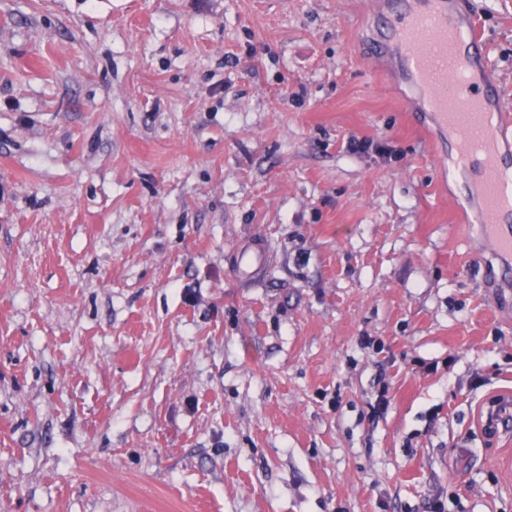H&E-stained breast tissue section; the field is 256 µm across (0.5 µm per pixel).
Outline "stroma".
Wrapping results in <instances>:
<instances>
[{"label":"stroma","mask_w":512,"mask_h":512,"mask_svg":"<svg viewBox=\"0 0 512 512\" xmlns=\"http://www.w3.org/2000/svg\"><path fill=\"white\" fill-rule=\"evenodd\" d=\"M370 2L0 0V512H512V268ZM270 263V253L263 243H252L241 249L235 256L236 273L240 277L253 278L266 269Z\"/></svg>","instance_id":"stroma-1"}]
</instances>
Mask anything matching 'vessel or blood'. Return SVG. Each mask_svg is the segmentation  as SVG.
Masks as SVG:
<instances>
[{
	"instance_id": "obj_1",
	"label": "vessel or blood",
	"mask_w": 512,
	"mask_h": 512,
	"mask_svg": "<svg viewBox=\"0 0 512 512\" xmlns=\"http://www.w3.org/2000/svg\"><path fill=\"white\" fill-rule=\"evenodd\" d=\"M459 0H377L382 11L365 54L379 62L390 52L404 73L408 91L417 93L424 111L440 127L460 130L459 148L452 158L458 178H478L482 202L471 223L489 236L491 256L512 264V184L501 181L504 145L512 143V111L492 96L473 92L486 68L484 43L477 19L460 10ZM270 253L252 243L238 251V276L253 278L266 269Z\"/></svg>"
}]
</instances>
